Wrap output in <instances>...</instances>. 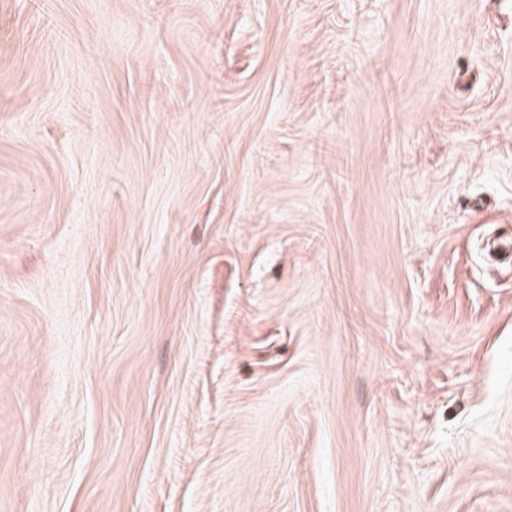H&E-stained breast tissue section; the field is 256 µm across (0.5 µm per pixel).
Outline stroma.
I'll return each mask as SVG.
<instances>
[{
    "mask_svg": "<svg viewBox=\"0 0 512 512\" xmlns=\"http://www.w3.org/2000/svg\"><path fill=\"white\" fill-rule=\"evenodd\" d=\"M512 0H0V512H512Z\"/></svg>",
    "mask_w": 512,
    "mask_h": 512,
    "instance_id": "35a3bbf8",
    "label": "stroma"
}]
</instances>
